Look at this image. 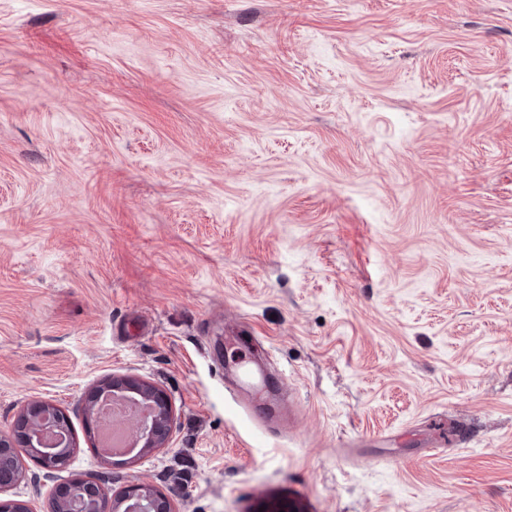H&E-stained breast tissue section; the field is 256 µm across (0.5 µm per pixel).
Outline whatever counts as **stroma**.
I'll return each mask as SVG.
<instances>
[{
	"label": "stroma",
	"mask_w": 512,
	"mask_h": 512,
	"mask_svg": "<svg viewBox=\"0 0 512 512\" xmlns=\"http://www.w3.org/2000/svg\"><path fill=\"white\" fill-rule=\"evenodd\" d=\"M112 378L173 404L137 464ZM38 399L35 512H512V0H0V431ZM129 386L140 392L141 397L155 410L152 428H146L137 434L141 441L144 440L143 453L148 454L156 448L165 447L172 437L173 407L170 397L163 390L143 380L131 381ZM57 406L45 401L29 403L24 408L20 420L11 429L10 433L0 434V455L4 456L11 450V445L22 440L28 452V457L35 460L47 470H55L64 467L75 451V444L69 438L65 418ZM68 420V419H67ZM27 422L30 430L23 435H18L15 430L19 423ZM49 429L54 435H61L63 444L60 447H52L45 443L39 433ZM82 478H74L60 485L50 495V512H171L167 497L148 485L131 484L116 495L109 496L104 490ZM87 497L92 504L85 511L84 500ZM126 504L125 509L123 505Z\"/></svg>",
	"instance_id": "stroma-1"
}]
</instances>
